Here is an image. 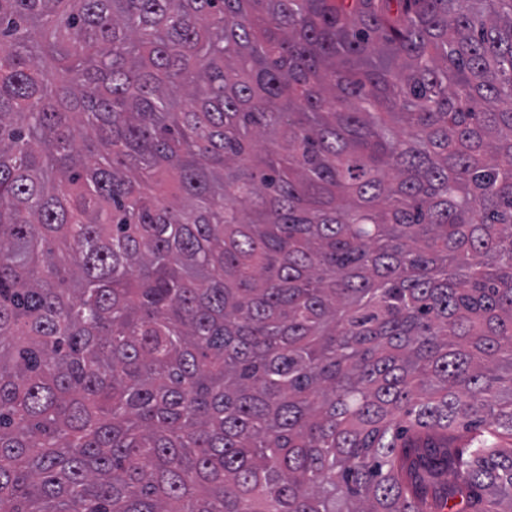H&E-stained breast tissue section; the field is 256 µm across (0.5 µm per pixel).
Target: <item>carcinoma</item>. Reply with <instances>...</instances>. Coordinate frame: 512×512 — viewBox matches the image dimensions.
I'll use <instances>...</instances> for the list:
<instances>
[{"instance_id":"carcinoma-1","label":"carcinoma","mask_w":512,"mask_h":512,"mask_svg":"<svg viewBox=\"0 0 512 512\" xmlns=\"http://www.w3.org/2000/svg\"><path fill=\"white\" fill-rule=\"evenodd\" d=\"M0 512H512V0H0Z\"/></svg>"}]
</instances>
